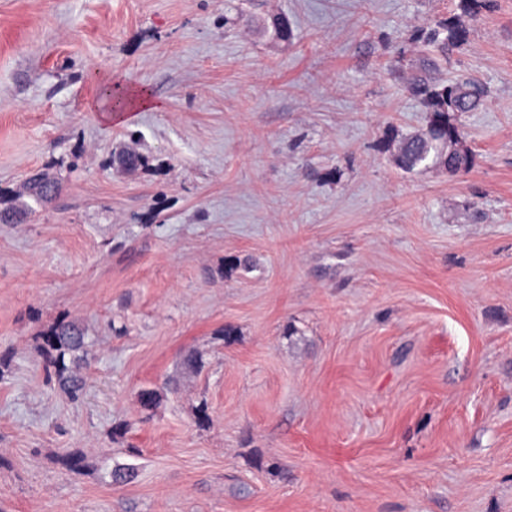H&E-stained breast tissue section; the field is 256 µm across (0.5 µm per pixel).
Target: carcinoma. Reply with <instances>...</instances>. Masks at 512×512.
I'll use <instances>...</instances> for the list:
<instances>
[{
    "label": "carcinoma",
    "instance_id": "carcinoma-1",
    "mask_svg": "<svg viewBox=\"0 0 512 512\" xmlns=\"http://www.w3.org/2000/svg\"><path fill=\"white\" fill-rule=\"evenodd\" d=\"M485 2L458 0L456 12L437 17L416 30L414 43L426 52L427 63L407 73L406 90L429 112V121L423 129L401 137L393 146L394 164L405 172L429 160L451 173L465 171L470 166L471 157L463 146L464 132L457 117L483 105L489 91L474 76L443 80L433 75V71L448 64V55L467 41L469 29L464 19H475ZM29 189L32 202L22 200L10 212L33 215L34 205L48 198L40 190L35 175ZM94 360L93 344L75 324L59 322L46 335L43 369L68 400L75 402L83 395L82 371Z\"/></svg>",
    "mask_w": 512,
    "mask_h": 512
}]
</instances>
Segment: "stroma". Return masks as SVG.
Instances as JSON below:
<instances>
[{
	"label": "stroma",
	"instance_id": "35a3bbf8",
	"mask_svg": "<svg viewBox=\"0 0 512 512\" xmlns=\"http://www.w3.org/2000/svg\"><path fill=\"white\" fill-rule=\"evenodd\" d=\"M453 7L0 0V201L61 187L0 223V512H512V0L448 63L490 90L470 168L388 148L427 121L393 58ZM106 81L156 108L107 122ZM66 355L69 362H66ZM95 360L93 344L84 331L73 323L59 322L46 335L43 369L70 401H78L84 393L82 371Z\"/></svg>",
	"mask_w": 512,
	"mask_h": 512
}]
</instances>
